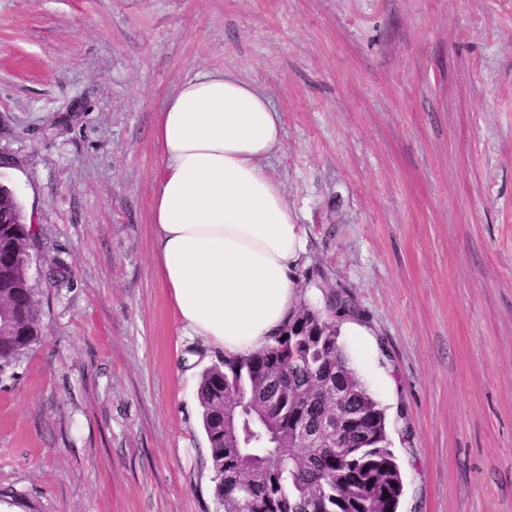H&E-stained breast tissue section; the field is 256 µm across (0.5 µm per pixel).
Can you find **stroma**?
<instances>
[{"label": "stroma", "mask_w": 512, "mask_h": 512, "mask_svg": "<svg viewBox=\"0 0 512 512\" xmlns=\"http://www.w3.org/2000/svg\"><path fill=\"white\" fill-rule=\"evenodd\" d=\"M230 69L282 113L269 175L317 306L386 411L398 512H512V0H0V183L42 343L0 376V512H215L153 263L167 96ZM3 185H0V224H5L1 227V233L10 234L16 239H22L26 242L34 243L36 235L33 232L32 224H27L24 217V224L17 217L16 212L12 208L11 200L14 199L13 192L8 190V195L5 193Z\"/></svg>", "instance_id": "35a3bbf8"}]
</instances>
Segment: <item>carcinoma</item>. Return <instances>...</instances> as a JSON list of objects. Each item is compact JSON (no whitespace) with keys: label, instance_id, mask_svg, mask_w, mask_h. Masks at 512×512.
<instances>
[{"label":"carcinoma","instance_id":"carcinoma-1","mask_svg":"<svg viewBox=\"0 0 512 512\" xmlns=\"http://www.w3.org/2000/svg\"><path fill=\"white\" fill-rule=\"evenodd\" d=\"M33 242L32 225L0 228ZM14 304L25 309L16 335L0 339V376L43 338L40 303L19 265ZM363 317L344 288L323 291L322 307L301 303L284 326L315 333L312 345L290 348L282 335L274 344L243 356H221L201 375L197 397L209 445L216 512H396L403 491L400 468L390 449L386 416L368 393L339 343L340 325ZM337 374L351 395L326 399L321 382ZM242 410L241 447L224 444V410L218 393ZM341 412L357 420L339 443L295 448L290 432L299 417L310 426Z\"/></svg>","mask_w":512,"mask_h":512}]
</instances>
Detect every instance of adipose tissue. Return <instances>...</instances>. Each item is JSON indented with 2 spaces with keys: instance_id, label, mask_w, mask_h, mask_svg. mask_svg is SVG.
Returning <instances> with one entry per match:
<instances>
[{
  "instance_id": "adipose-tissue-1",
  "label": "adipose tissue",
  "mask_w": 512,
  "mask_h": 512,
  "mask_svg": "<svg viewBox=\"0 0 512 512\" xmlns=\"http://www.w3.org/2000/svg\"><path fill=\"white\" fill-rule=\"evenodd\" d=\"M153 137V264L181 333L229 356L272 345L304 294L297 271L307 252L267 173L283 143L279 109L234 72H202L168 97Z\"/></svg>"
}]
</instances>
